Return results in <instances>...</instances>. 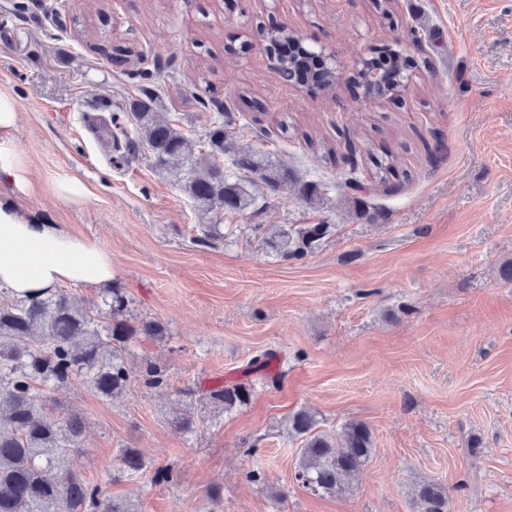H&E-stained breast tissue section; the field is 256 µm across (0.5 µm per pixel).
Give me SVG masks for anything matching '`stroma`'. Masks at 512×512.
I'll list each match as a JSON object with an SVG mask.
<instances>
[{
    "instance_id": "stroma-1",
    "label": "stroma",
    "mask_w": 512,
    "mask_h": 512,
    "mask_svg": "<svg viewBox=\"0 0 512 512\" xmlns=\"http://www.w3.org/2000/svg\"><path fill=\"white\" fill-rule=\"evenodd\" d=\"M0 0V92L19 114L12 133L29 191L7 183L33 216L112 253L132 320L169 334L126 360L165 365L169 386L131 382L99 398L82 381L49 394L84 421L85 478L134 512H414L418 483L449 487L450 512H512V0ZM288 25L335 55L349 76L358 53L394 39L411 78L394 99L336 98L283 83L261 31ZM132 57L116 55V46ZM154 110L201 141L230 110L242 142L303 179L324 181L319 205L295 186L252 185L254 208L205 214L146 152L109 140L102 122L143 88ZM288 130H281V123ZM333 145L338 159L325 157ZM355 148L359 178L392 153V191L354 214L334 184ZM87 188L61 204L53 178ZM332 226L301 261L271 253L257 224ZM220 238L201 242L206 225ZM277 351L278 387L250 377L247 404L225 410L208 389L254 356ZM312 410L319 431L366 422L375 454L352 488L316 495L294 474L301 441L290 418ZM186 410L195 431L170 426ZM148 466L113 480L120 449ZM179 470L156 482V467ZM260 479L248 482L246 472Z\"/></svg>"
}]
</instances>
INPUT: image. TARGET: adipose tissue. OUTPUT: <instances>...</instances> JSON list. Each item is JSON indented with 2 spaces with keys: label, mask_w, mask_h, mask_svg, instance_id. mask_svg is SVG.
Listing matches in <instances>:
<instances>
[{
  "label": "adipose tissue",
  "mask_w": 512,
  "mask_h": 512,
  "mask_svg": "<svg viewBox=\"0 0 512 512\" xmlns=\"http://www.w3.org/2000/svg\"><path fill=\"white\" fill-rule=\"evenodd\" d=\"M18 119L13 98L0 93V181L28 185V170L11 132ZM113 280L111 253L54 224L30 220L11 203L0 204V287L19 297H40L63 284L106 289Z\"/></svg>",
  "instance_id": "1"
}]
</instances>
